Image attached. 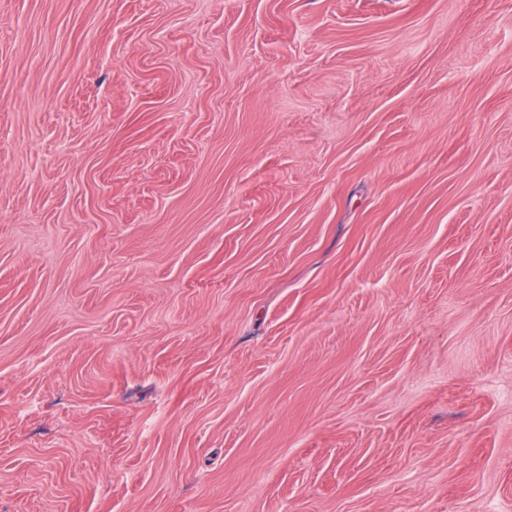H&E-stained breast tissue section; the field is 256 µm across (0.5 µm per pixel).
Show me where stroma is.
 Masks as SVG:
<instances>
[{"mask_svg":"<svg viewBox=\"0 0 512 512\" xmlns=\"http://www.w3.org/2000/svg\"><path fill=\"white\" fill-rule=\"evenodd\" d=\"M0 512H512V0H0Z\"/></svg>","mask_w":512,"mask_h":512,"instance_id":"35a3bbf8","label":"stroma"}]
</instances>
